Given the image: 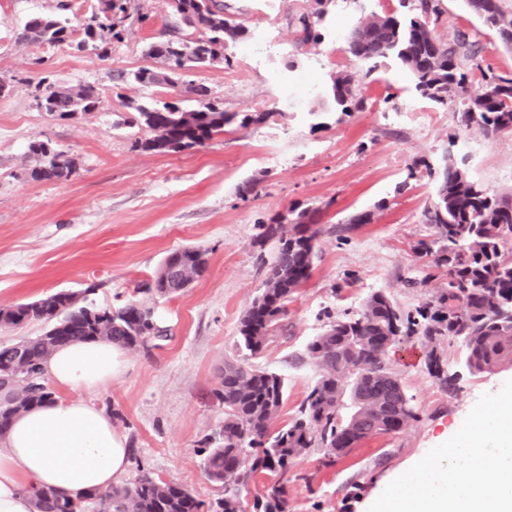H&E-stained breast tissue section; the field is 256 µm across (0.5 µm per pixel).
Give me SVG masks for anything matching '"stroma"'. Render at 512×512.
<instances>
[{"instance_id": "1", "label": "stroma", "mask_w": 512, "mask_h": 512, "mask_svg": "<svg viewBox=\"0 0 512 512\" xmlns=\"http://www.w3.org/2000/svg\"><path fill=\"white\" fill-rule=\"evenodd\" d=\"M142 4L150 23L134 25L100 56L66 45L23 46L17 39L36 15L57 13L68 26H81L96 0H78L65 12L58 0H0V83L7 88L0 96V305L69 290L85 293L94 306H116L153 276L170 251H206L205 275L158 304L170 340L159 349L125 351L112 383L80 397L114 415L130 450L127 480L144 468L209 501L222 490L203 471L200 444L224 421L215 390L225 361L241 355V318L264 287L272 251L255 244L260 222L301 204L316 208L328 229L311 278L289 302L269 347L253 360L284 376L281 418L288 421L315 378L306 345L329 315L357 310L375 291L411 310L436 290L433 281L424 288L406 285L429 271L419 244L432 242L433 231L421 212L435 183L422 166L438 167L452 152L489 189H510L512 161L502 149L512 139L459 133L452 112L421 99L395 63L370 74L345 52L340 30L361 15L398 8V0H333L317 24L322 42L316 46L300 44L298 33V19L311 12L313 0H224L227 18L251 31L266 28L269 37L235 54L232 66L198 68L188 78L209 87L225 111L273 107L277 116L257 128L228 129L201 147L142 150L137 142L147 132L133 124L126 97L196 106L191 96L164 85L123 82V75L154 67L145 50L174 23L169 0ZM443 7L438 35L468 28L483 44L486 64L512 71V52L469 14L464 0H443ZM339 70L355 75L367 99L364 111L337 112L328 87ZM43 80L95 85L102 104L60 118L38 104L36 86ZM390 93L397 94L399 111H383ZM34 140L66 154L73 165L69 180L31 179L42 164L28 149ZM249 182L255 190L242 194ZM360 212L370 213V223L343 239L331 234V227ZM389 359L418 421L328 466L319 453L301 457L288 473L290 512H357L366 487L401 475L409 462L447 441L482 394L512 379V368L469 373L453 345L444 359L457 376L456 388L444 391L429 375L415 338L396 343Z\"/></svg>"}]
</instances>
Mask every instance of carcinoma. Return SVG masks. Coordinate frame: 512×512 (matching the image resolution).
Instances as JSON below:
<instances>
[{
  "mask_svg": "<svg viewBox=\"0 0 512 512\" xmlns=\"http://www.w3.org/2000/svg\"><path fill=\"white\" fill-rule=\"evenodd\" d=\"M468 9L495 29L503 46L512 51V8L504 0H465ZM172 13L186 26L206 31L203 37L167 39L148 46L147 55L161 60L162 71L142 68L133 74L139 85L184 87L195 96L197 108L145 105L130 98L125 105L138 114L149 137L138 142L145 151L178 152L203 146L233 124L239 128L263 125L278 115L271 109L238 114L224 111L203 85L181 80L193 67L233 58L227 43L247 34V28L224 16V0H173ZM444 10L441 0H411L408 14L394 10L359 17L343 32L345 51L372 73L386 60L396 61L414 83L415 91L453 113L457 129L478 130L488 138L512 135V72L482 67L484 47L464 27L448 38L437 35ZM150 19L139 0H97L80 29L56 15L28 20L18 39L26 43L91 47L108 53L133 24ZM300 40L318 45L310 16L299 18ZM481 80H472L474 72ZM39 104L62 118L93 112L101 104L92 85L60 88L39 86ZM331 94L343 115L360 112L366 100L357 93L352 75L331 76ZM30 149L43 159L31 173L35 180H67L72 163L62 151L41 140ZM435 181L434 200L422 213V223L434 231L436 268L446 269L438 291L412 311H404L382 291L364 298L358 311L336 315L307 345L316 378L299 415L278 424L286 387L282 375L249 362L268 346L270 334L287 313L288 302L305 285L318 259V241L332 229L315 220L316 210L291 206L271 219L257 236L260 246L273 242L275 251L263 291L240 322L242 358L224 362L215 396L224 405V423L204 440L203 468L224 493L209 506L181 485L142 471L136 479L109 490H93L76 499L52 490L33 494L32 512H289L284 478L294 455L319 452L324 458L345 455L375 437L374 429L389 434L405 430L418 414L406 416L386 353L404 337L417 336L427 348L430 374L448 391L452 378L442 369L445 345L457 343L473 374L512 367V327L501 316L512 314V189L493 191L472 179L453 155L437 169H427ZM202 250L184 247L168 254L152 279L134 288V297L113 307L88 305L75 292L59 291L28 302L0 306V328L44 322L39 336L0 346V440L6 438L21 413L55 398L45 381V366L60 347L75 341H108L127 349L157 346L168 329L157 313V300L180 294L200 279L208 262L198 263ZM350 412L336 417V406ZM260 474L269 476L262 493L250 503L246 491Z\"/></svg>",
  "mask_w": 512,
  "mask_h": 512,
  "instance_id": "1",
  "label": "carcinoma"
}]
</instances>
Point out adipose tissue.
Returning <instances> with one entry per match:
<instances>
[{
	"label": "adipose tissue",
	"mask_w": 512,
	"mask_h": 512,
	"mask_svg": "<svg viewBox=\"0 0 512 512\" xmlns=\"http://www.w3.org/2000/svg\"><path fill=\"white\" fill-rule=\"evenodd\" d=\"M123 347L71 343L49 358L46 373L59 388L96 390L120 371ZM130 454L112 420L94 404L57 398L20 415L0 443V512H30V493L50 489L75 498L116 486Z\"/></svg>",
	"instance_id": "1"
}]
</instances>
